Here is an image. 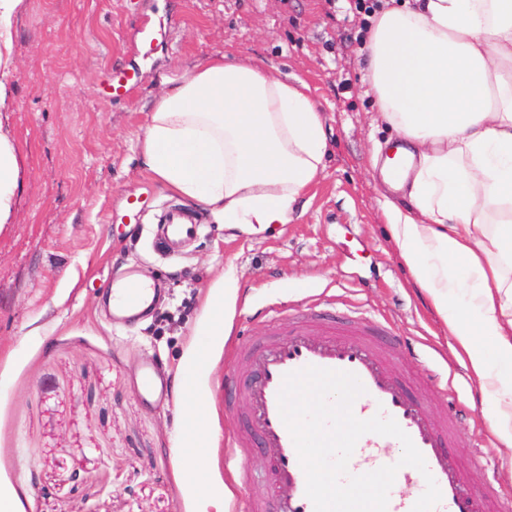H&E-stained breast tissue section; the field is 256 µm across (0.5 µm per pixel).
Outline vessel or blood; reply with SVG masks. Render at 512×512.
Returning a JSON list of instances; mask_svg holds the SVG:
<instances>
[{"mask_svg":"<svg viewBox=\"0 0 512 512\" xmlns=\"http://www.w3.org/2000/svg\"><path fill=\"white\" fill-rule=\"evenodd\" d=\"M201 233L192 214L180 207H168L154 232L153 243L172 256ZM151 286L137 267H129L122 283L112 291V315L135 316L137 309H150ZM383 325L375 320L336 317L320 310L288 324V335L238 343L230 359L235 372L252 373L250 383L237 395L244 408V420L258 436L270 465V485L257 489L245 512H314L306 495V477L292 437L279 410L278 394L288 373L308 366L355 374L365 392L353 404L354 415L367 420L382 415L396 420L423 455L427 469L400 466L401 442L394 437L364 434L348 463V472L360 475L385 465H398L395 481L409 486L407 496L389 495L386 512H412L426 489V476H433L441 500L433 512H512V500L499 498L493 488L471 489L463 478L462 466L449 451L454 427L451 417L434 420L428 414L431 401L442 389L428 382L427 394H412L396 374L393 350L384 347L379 336ZM142 394L148 399L165 396L166 388L154 366H145ZM288 486L290 494L274 499L272 487Z\"/></svg>","mask_w":512,"mask_h":512,"instance_id":"b4317fda","label":"vessel or blood"}]
</instances>
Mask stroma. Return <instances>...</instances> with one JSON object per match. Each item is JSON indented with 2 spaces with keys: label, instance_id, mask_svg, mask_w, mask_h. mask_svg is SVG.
<instances>
[{
  "label": "stroma",
  "instance_id": "stroma-1",
  "mask_svg": "<svg viewBox=\"0 0 512 512\" xmlns=\"http://www.w3.org/2000/svg\"><path fill=\"white\" fill-rule=\"evenodd\" d=\"M368 25L355 0H27L6 115L24 187L0 229V475L21 512H193L179 401H146L139 376L150 362L172 381L227 281L237 288L229 336L201 386L229 512L269 471L261 448L234 446L247 430L241 411L224 407L227 353L319 309L385 324L411 390L429 370L449 383L464 409L453 452L468 485L493 476L512 495V447L491 431L476 379L387 228L371 158L398 137L362 93ZM224 52L304 78L330 153L290 223L245 232L201 210V235L168 258L153 250L152 228L168 205L192 203L143 171L138 135L163 78ZM117 71L134 76L119 99L104 91ZM132 264L164 294L148 318L116 325L103 302Z\"/></svg>",
  "mask_w": 512,
  "mask_h": 512
}]
</instances>
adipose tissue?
Segmentation results:
<instances>
[{
	"label": "adipose tissue",
	"mask_w": 512,
	"mask_h": 512,
	"mask_svg": "<svg viewBox=\"0 0 512 512\" xmlns=\"http://www.w3.org/2000/svg\"><path fill=\"white\" fill-rule=\"evenodd\" d=\"M26 0H0V112L11 111L16 19ZM366 95L415 163L409 204L384 200L398 254L447 325L512 447V0H396L370 19ZM147 175L219 224H286L324 171V117L300 76L228 54L166 81L139 136ZM23 187L13 134L0 123V228ZM222 297L187 349L178 376L181 455L196 512H226L212 492L208 399L198 386L223 335Z\"/></svg>",
	"instance_id": "adipose-tissue-1"
}]
</instances>
